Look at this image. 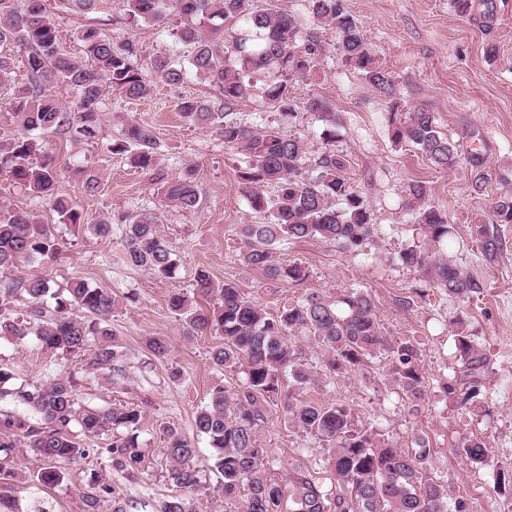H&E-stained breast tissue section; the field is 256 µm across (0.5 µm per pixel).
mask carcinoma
Here are the masks:
<instances>
[{
	"mask_svg": "<svg viewBox=\"0 0 512 512\" xmlns=\"http://www.w3.org/2000/svg\"><path fill=\"white\" fill-rule=\"evenodd\" d=\"M59 2L72 12L91 14L101 0ZM123 4L125 15L137 23L161 27L172 14L185 18L175 36L189 47L188 55L152 59L138 43L118 40L92 25L77 30L81 52L74 53L60 41L44 0H0V45L15 52L11 57L0 55V87L10 86L8 115L13 126L8 135H0V174L29 194L48 200L57 223L86 224L78 208L57 196L56 162L41 152L39 134L51 130L75 140L93 139L101 128L105 92L138 100L152 93L155 76L177 85L193 74L218 88L220 105L187 99L180 104L183 117L215 133L224 145L242 147L248 155L238 178L249 207L261 221L239 227L244 264L262 271L273 284H300L309 277L307 269L275 258L284 244L315 239L359 251L369 243L375 227L368 204L344 175L346 159L330 147L336 139V113L319 98L297 101L288 85L294 78L308 79L316 72L323 55L318 33H303L288 11L266 8L259 0H123ZM312 10L321 26L336 31L337 49L346 65L381 97L397 98L396 81L378 63L359 22L340 0H312ZM227 23L242 26L233 37L229 57L220 43ZM17 63L25 70L26 81L13 86L11 74ZM271 67L282 79L261 86L246 79ZM61 87L71 92L73 106L66 107L56 98L54 91ZM254 95L271 112L292 116L302 109L321 114L325 150L311 174L304 171L300 140L278 125L254 129L237 119L239 105ZM397 108L392 105L387 117L391 142L417 147L441 169L455 168L459 163L455 144L439 131L435 114L424 107L410 112ZM156 149L153 127L133 119L123 121L120 139L108 145L109 152L127 156L131 167L142 172L154 169ZM75 174L85 192H97L98 170L83 165ZM162 191L180 209L197 210L201 197L196 166L188 164L178 176L164 181ZM408 205L415 212L424 245L402 249L399 260L429 275L449 297L469 299L479 284L434 249L448 236L447 214L430 203L427 187L420 182L409 186ZM492 212L496 223L512 224V193L499 196ZM115 224L123 229L127 263L157 278L176 277L179 259L155 217L121 214L99 220L90 230L107 237ZM475 234L484 257H496L499 238L483 225L477 226ZM58 253L53 225L33 211L0 203V270L25 262L50 264ZM195 288L208 299L207 307L176 291L169 298L171 310L192 330H210L223 338L211 352L210 362L241 379L233 387L214 386L195 416L196 434L205 437L211 448L207 462L199 460L191 439L166 429V479L175 494L162 503L161 512H193L184 493L200 486L206 469L220 476L224 498L246 492L244 512H469L463 497L448 510L445 485L428 471L426 446L413 451L396 448L381 434L358 429L344 404L292 398L291 388L302 389L314 379L302 350L291 342V336L303 332L324 347L327 372L358 370L375 359H385L399 390L413 403L422 399L425 376L417 348L409 340L386 342L369 294L352 289L333 300L311 292L271 315L235 284H220L205 269L197 271ZM118 304L112 290L92 286L80 277L70 278L64 286L42 274L10 278L0 283V339L33 336L47 350L83 360V371L115 380L123 375L122 354L108 322ZM456 348L462 372L443 389L466 405L478 396L488 356L461 332L456 334ZM12 379L11 368L0 362V400L11 398L37 419L0 414V475L17 478L12 463L16 449L24 448L46 466L34 477L24 475L20 482L58 484L64 473L56 464L86 459L93 452L91 442L105 434L113 436L105 452L115 470L129 477L148 470L140 440L144 414L139 406H84L78 402L77 377L71 372L30 389L11 387ZM277 405L292 424L320 436L333 448L328 466L339 493L300 466L286 486L271 477L257 430ZM462 451L475 465L488 456V448L476 439L463 443ZM89 486L81 496L82 512H101L109 496L112 512H124L111 485L96 477Z\"/></svg>",
	"mask_w": 512,
	"mask_h": 512,
	"instance_id": "1",
	"label": "carcinoma"
}]
</instances>
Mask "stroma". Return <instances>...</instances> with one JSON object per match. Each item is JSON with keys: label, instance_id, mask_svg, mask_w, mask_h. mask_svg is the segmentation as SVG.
<instances>
[{"label": "stroma", "instance_id": "stroma-1", "mask_svg": "<svg viewBox=\"0 0 512 512\" xmlns=\"http://www.w3.org/2000/svg\"><path fill=\"white\" fill-rule=\"evenodd\" d=\"M267 3L293 14L302 31H320L325 51L318 70L312 79L293 82L292 89L302 101L324 98L336 113L334 147L348 163L347 180L369 205L376 232L361 251L312 239L284 245L278 257L301 263L310 272L309 280L300 285L273 286L260 271L242 263L238 229L258 220L238 182L247 155L182 116V99L214 102L219 97L216 88L194 77L178 86L156 80L152 95L139 101L107 95L96 139L76 142L57 133L41 135V145L56 160L58 194L77 205L87 225L57 223L47 200L29 195L2 176L0 199L55 224L60 252L53 264L42 267V274L59 285L78 276L120 297L110 325L123 354L125 377L111 385L98 376L79 375L78 397L86 405L114 400L141 405L145 419L140 439L150 468L136 478L112 470L103 452L109 444L104 436L94 442L98 454L65 466L64 481L44 488L40 496L50 512H81V495L91 474L98 473L112 485L125 512H159L172 493L166 480L165 428L193 438L200 457L208 456L205 440L195 432V415L214 385L232 386L239 377L217 371L210 363L219 336L189 331L168 303L176 290L195 296L194 276L203 268L215 281L237 285L271 314L314 290L329 297L353 288L367 291L383 336L392 343L409 340L419 348L426 380L423 400L412 404L383 361L346 374L323 372V349L306 336L297 338L296 344L310 360L315 378L297 390V398L344 404L358 426L377 431L395 447L411 450L425 442L431 452L430 472L446 486L449 499L467 498L470 512H512V491L493 490L496 478L512 476V224L495 223L491 211L492 201L512 190V0H489L470 16L459 15L454 0H342L379 62L393 75L402 109L422 106L434 112L440 131L456 143L462 161L448 171L435 169L415 147L391 143L385 121L388 101L345 65L335 32L318 28L310 0ZM94 20L114 37H135L150 56L183 52L173 35L179 19H171L165 31L133 25L124 19L120 0H107ZM490 45L495 48L491 55L486 52ZM237 117L254 128L277 122L303 143L307 166H314L323 149V124L314 113L276 114L254 97L240 106ZM125 119L154 128L162 178L176 176L185 164L196 165L201 194L196 211L187 213L167 203L162 179L131 168L124 156L106 151ZM79 161L100 172L95 195L85 194L73 173L72 165ZM478 174L483 177L479 193L473 189ZM417 181L426 185L430 202L448 213L450 233L439 252L480 286L467 301L448 297L420 270L397 260L403 247L420 240L407 206L408 187ZM118 213L156 217L180 259L175 279H159L128 264L121 229L107 238L91 232L90 223ZM480 224L493 225L502 241L490 263L476 240ZM458 320L489 356L480 393L466 406L442 389L459 369L453 341ZM151 336L167 339L166 358H156L148 350L146 340ZM0 362L12 368L14 386L25 388L76 366L72 356L45 350L31 337L1 339ZM175 367L183 374L178 382L169 379ZM258 438L268 452L274 478L288 481L292 468L300 465L329 481L331 448L321 437L288 422L283 410L273 411ZM471 439L486 444V463L473 465L461 454L463 442Z\"/></svg>", "mask_w": 512, "mask_h": 512}]
</instances>
